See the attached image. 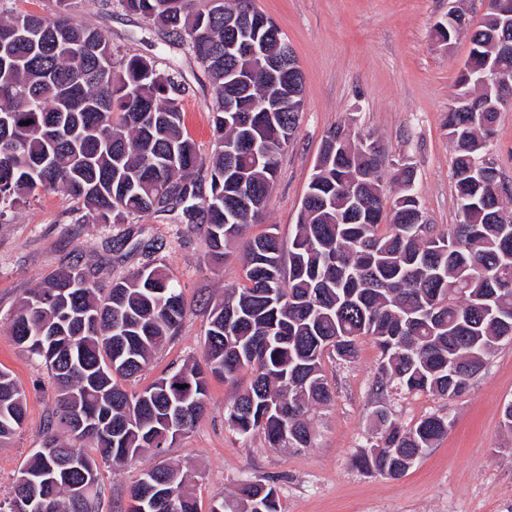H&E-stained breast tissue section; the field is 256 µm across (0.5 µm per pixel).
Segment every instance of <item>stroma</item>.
<instances>
[{"instance_id":"1","label":"stroma","mask_w":512,"mask_h":512,"mask_svg":"<svg viewBox=\"0 0 512 512\" xmlns=\"http://www.w3.org/2000/svg\"><path fill=\"white\" fill-rule=\"evenodd\" d=\"M283 32L303 74L304 110L293 142L280 158L262 219L212 260L204 227L180 211L148 214L123 224H75L72 202L60 190L42 193L0 220V368L11 371L25 394L27 420L0 446V500L35 448L56 408V384L44 364L15 345L10 327L22 297L45 278L80 264L102 285L159 260L182 289L186 317L178 334L136 378L139 391L186 364H203L209 311L225 287L243 283L242 257L249 238L277 227L296 230L301 202L326 132L342 124L377 139L389 160L410 163L423 217L437 230L457 223L452 175L454 152L444 126L448 99L469 57L470 35L442 45L434 24L448 14V0H256ZM76 23L99 29L113 45L179 69L187 87L184 123L201 154L213 142L211 81L187 46L162 34L143 17L120 7L83 0ZM486 159L505 187L512 210V106L498 114ZM161 243L159 253L144 243ZM380 351L362 339L353 360L324 355L332 401L312 414L309 448H272L262 433L236 434L225 412L250 382L211 380L206 407L194 427L167 449L165 458L187 472L198 512L215 497L231 496L244 480L273 485L280 512H512V431L502 425L512 402V343L501 344L467 390L449 399L431 392L377 394ZM405 427L424 416L448 420V434L402 477L359 469L355 458L380 435L377 408ZM157 462L152 452L116 465L98 460L99 512H126L129 491Z\"/></svg>"}]
</instances>
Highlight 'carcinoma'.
Wrapping results in <instances>:
<instances>
[{"mask_svg": "<svg viewBox=\"0 0 512 512\" xmlns=\"http://www.w3.org/2000/svg\"><path fill=\"white\" fill-rule=\"evenodd\" d=\"M187 45L212 80L213 145L199 153L185 130L182 75L112 46L97 29L77 25L75 0L51 12L0 16V218L42 192L75 203L73 223L123 224L135 215L182 209L206 225L215 259L266 208L278 160L295 137L303 98L286 100L271 84L267 58L224 51V0H117ZM503 26L488 8L471 33L469 58L496 61L512 82V54L493 47ZM463 107L448 111L455 151L459 223L435 234L417 223L414 170L386 169L383 147L366 136L334 145L329 130L314 165L297 231L285 243L272 232L248 242L245 284L225 289L209 317L208 371L184 367L139 392L119 384L140 372L176 335L185 315L181 286L158 263L102 288L74 267L47 277L22 299L10 336L44 361L57 385L56 410L41 448L11 491L7 512H98L103 460L132 461L146 450L164 456L202 414L208 381L240 373L251 382L225 420L240 436L259 431L272 447L309 448L308 413L331 401L323 375L326 349L354 358L358 340L378 346L380 387L463 393L487 357L512 341V211L501 179L485 159L484 139L498 113L459 80ZM210 174L203 191L200 172ZM400 186L388 200L383 175ZM380 440L356 458L359 468L404 475L448 434L438 414L405 428L376 410ZM24 393L0 370V444L25 422ZM67 429L63 441L53 420ZM94 428L80 427L82 420ZM54 481L41 485L47 474ZM145 512H198L180 468L161 462L130 490ZM210 512H280L274 486L244 481Z\"/></svg>", "mask_w": 512, "mask_h": 512, "instance_id": "carcinoma-1", "label": "carcinoma"}]
</instances>
